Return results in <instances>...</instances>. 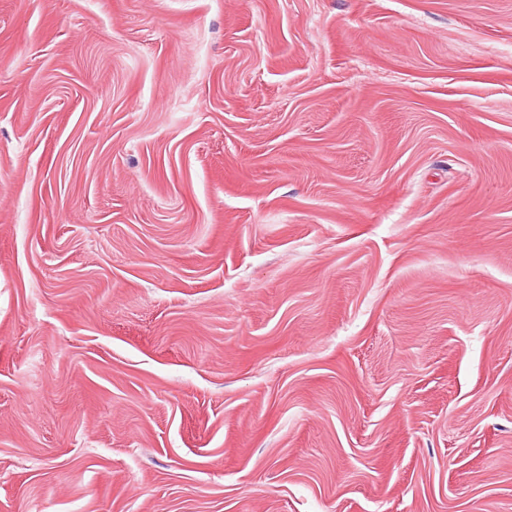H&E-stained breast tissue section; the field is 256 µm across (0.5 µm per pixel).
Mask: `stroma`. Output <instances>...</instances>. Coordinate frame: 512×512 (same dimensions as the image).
<instances>
[{
    "instance_id": "stroma-1",
    "label": "stroma",
    "mask_w": 512,
    "mask_h": 512,
    "mask_svg": "<svg viewBox=\"0 0 512 512\" xmlns=\"http://www.w3.org/2000/svg\"><path fill=\"white\" fill-rule=\"evenodd\" d=\"M0 512H512V0H0Z\"/></svg>"
}]
</instances>
